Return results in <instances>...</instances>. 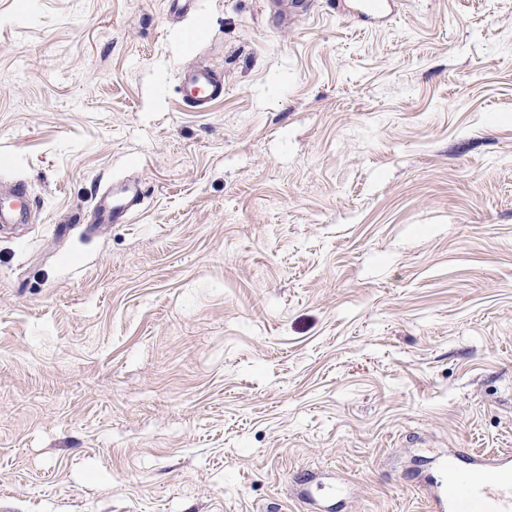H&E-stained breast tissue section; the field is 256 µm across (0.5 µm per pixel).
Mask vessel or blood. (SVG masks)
Listing matches in <instances>:
<instances>
[{
    "label": "vessel or blood",
    "mask_w": 512,
    "mask_h": 512,
    "mask_svg": "<svg viewBox=\"0 0 512 512\" xmlns=\"http://www.w3.org/2000/svg\"><path fill=\"white\" fill-rule=\"evenodd\" d=\"M274 23L279 31L292 29L314 11V0H271ZM179 90L188 108L203 112L224 96V74L216 66L186 64ZM24 184L0 183V224L19 223L29 211ZM139 205L137 187L123 184L94 198L84 222L88 226L125 223ZM440 466L447 479L434 490L442 512H512V457L487 456L463 462L456 451H448Z\"/></svg>",
    "instance_id": "obj_1"
}]
</instances>
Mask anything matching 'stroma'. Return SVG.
Wrapping results in <instances>:
<instances>
[{"label":"stroma","instance_id":"obj_1","mask_svg":"<svg viewBox=\"0 0 512 512\" xmlns=\"http://www.w3.org/2000/svg\"><path fill=\"white\" fill-rule=\"evenodd\" d=\"M4 180L0 512H430L512 452V0H0ZM277 29L288 31L314 12V0H271ZM179 91L185 106L206 111L212 103L224 97V74L214 65L186 64L180 74ZM29 194L24 184L0 183V224H18L29 212ZM139 205L137 187L129 184L115 186L94 198V205L88 211L83 224L93 227L99 224H123L128 214Z\"/></svg>","mask_w":512,"mask_h":512}]
</instances>
